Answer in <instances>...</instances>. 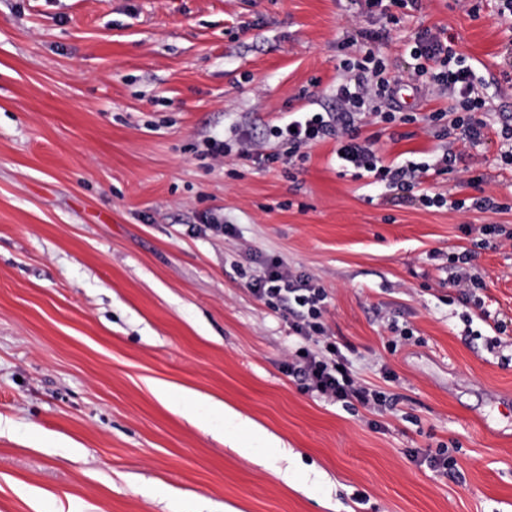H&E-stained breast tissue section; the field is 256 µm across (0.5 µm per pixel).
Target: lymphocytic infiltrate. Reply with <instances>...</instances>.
Wrapping results in <instances>:
<instances>
[{
    "instance_id": "f902f5d3",
    "label": "lymphocytic infiltrate",
    "mask_w": 512,
    "mask_h": 512,
    "mask_svg": "<svg viewBox=\"0 0 512 512\" xmlns=\"http://www.w3.org/2000/svg\"><path fill=\"white\" fill-rule=\"evenodd\" d=\"M382 39V33L362 27L348 36L345 45L351 54L338 65L336 110L302 113L291 119L289 124L276 127V137L297 147L335 139L341 152L342 166L365 171L375 181H386L408 192L419 191L420 200L426 205L448 204L457 211L466 206L477 211L501 210V203L489 196H474L466 203L458 200L449 203L443 194L423 187V177L428 171L453 169L458 161L453 150H444L430 164L398 165L386 162L377 151L373 138L361 136L358 123L365 116L371 115L381 122L395 125L412 124L418 120L417 114L383 108L385 102L393 100L399 81L389 75L377 49ZM409 55L414 62L411 74L414 88L436 86L447 94L453 104L456 117L451 129L441 128L442 112L428 115V122L436 128V137L446 138L453 130L460 140L471 144L482 142L488 130L487 122L479 117L485 101L476 90L472 69L456 52L446 32L419 29L413 37ZM474 259L475 253L471 250L448 259V284L458 290V300L465 305L470 303L474 291L483 286V280L473 265ZM250 287L259 299L277 301L284 310L297 314L298 320L292 325L297 336L324 343V352L309 350L293 356L290 372L300 379L305 391L347 406L358 404L376 409L384 405L381 393L357 380L348 358L332 341L323 321L328 298L324 288L312 278L282 269L276 262L253 277Z\"/></svg>"
}]
</instances>
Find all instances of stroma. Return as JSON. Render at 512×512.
<instances>
[{"mask_svg":"<svg viewBox=\"0 0 512 512\" xmlns=\"http://www.w3.org/2000/svg\"><path fill=\"white\" fill-rule=\"evenodd\" d=\"M357 27L386 30L403 81L418 29L454 36L492 130L424 185L506 210L423 206L342 170L332 139L289 158L274 127L335 111ZM506 124L512 26L494 0H423L396 25L350 0H0V512H512ZM360 127L390 161L449 146L421 122ZM242 136L277 162L207 155ZM483 238L466 310L448 258ZM272 259L325 288L330 335L386 407L289 376L303 341L249 289ZM161 385L198 401L175 411ZM206 398L279 439L288 479L261 439L250 460L243 431L198 420ZM442 448L454 474L412 459Z\"/></svg>","mask_w":512,"mask_h":512,"instance_id":"35a3bbf8","label":"stroma"}]
</instances>
